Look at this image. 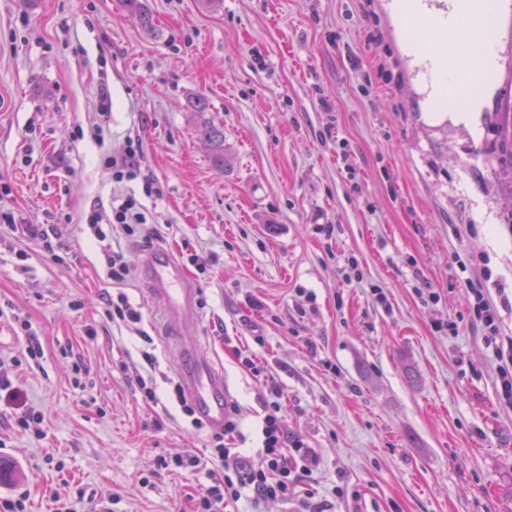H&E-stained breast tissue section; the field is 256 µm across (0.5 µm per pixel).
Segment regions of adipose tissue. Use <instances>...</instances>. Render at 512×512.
I'll return each mask as SVG.
<instances>
[{"label": "adipose tissue", "instance_id": "adipose-tissue-1", "mask_svg": "<svg viewBox=\"0 0 512 512\" xmlns=\"http://www.w3.org/2000/svg\"><path fill=\"white\" fill-rule=\"evenodd\" d=\"M481 0H451L447 12L431 14L424 0H394L397 16L420 18L427 31L426 38L413 37L410 49L424 48L423 60L432 76V93L443 100L451 99L463 69L462 61H470L471 73L494 62L493 50L468 40L466 29L470 16L479 11Z\"/></svg>", "mask_w": 512, "mask_h": 512}]
</instances>
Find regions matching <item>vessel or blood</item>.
<instances>
[{"label": "vessel or blood", "mask_w": 512, "mask_h": 512, "mask_svg": "<svg viewBox=\"0 0 512 512\" xmlns=\"http://www.w3.org/2000/svg\"><path fill=\"white\" fill-rule=\"evenodd\" d=\"M144 263L149 289L161 299L164 318L180 325L193 323L195 290L182 265L166 250L149 255ZM179 349L185 358L181 378L188 397L208 428L223 430L225 405L229 399L223 374L210 361L199 357L194 347L183 343Z\"/></svg>", "instance_id": "obj_1"}]
</instances>
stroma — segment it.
<instances>
[{
	"label": "stroma",
	"instance_id": "stroma-1",
	"mask_svg": "<svg viewBox=\"0 0 512 512\" xmlns=\"http://www.w3.org/2000/svg\"><path fill=\"white\" fill-rule=\"evenodd\" d=\"M146 2L150 29L121 0H0V212L49 225L59 246L51 258L0 225V326L15 338L0 358L16 360L19 396H0V500L22 489L28 512H51L57 494L75 512L105 495L112 512H189L205 474L155 465L211 456L175 392L182 333L143 276L165 249L197 289L199 350L241 409L243 465L270 383L317 458L294 495L246 490L224 512H297L309 493L324 512H512V409L458 269L491 272L512 335V173L487 163L512 102V0H484L497 62L466 124L429 105L393 0ZM199 95L224 127L220 167L187 110ZM130 139L159 195L104 163L103 147ZM116 189L150 219L114 236L120 284L86 225ZM120 292L140 326L109 318ZM244 348L262 376L238 362ZM22 408L42 423L14 428Z\"/></svg>",
	"mask_w": 512,
	"mask_h": 512
}]
</instances>
